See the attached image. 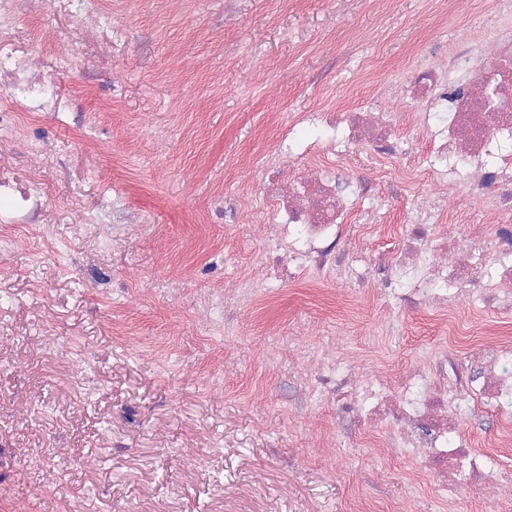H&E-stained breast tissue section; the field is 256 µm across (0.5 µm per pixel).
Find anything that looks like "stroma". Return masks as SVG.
<instances>
[{
  "label": "stroma",
  "instance_id": "35a3bbf8",
  "mask_svg": "<svg viewBox=\"0 0 512 512\" xmlns=\"http://www.w3.org/2000/svg\"><path fill=\"white\" fill-rule=\"evenodd\" d=\"M491 3L98 0L114 47L95 58L84 0L20 13L5 54L72 63L48 80L58 111L0 141V512H402V461L370 442L350 482L333 409L296 407L300 347L387 368L454 322L388 320L367 289L311 280L259 291L233 336L224 306L260 264L259 168L283 135L369 103L420 147L382 90ZM29 186L46 192L33 216Z\"/></svg>",
  "mask_w": 512,
  "mask_h": 512
}]
</instances>
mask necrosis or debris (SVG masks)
Wrapping results in <instances>:
<instances>
[{
    "label": "necrosis or debris",
    "instance_id": "4bbe7bcc",
    "mask_svg": "<svg viewBox=\"0 0 512 512\" xmlns=\"http://www.w3.org/2000/svg\"><path fill=\"white\" fill-rule=\"evenodd\" d=\"M487 27L488 38L465 33L451 44L430 43L411 74L393 84L412 104L426 140L413 172L430 185L413 197L406 224L384 252L356 240L355 219L374 225L381 215L374 180L344 183L328 171L360 146L383 161L404 153L395 121L370 109L304 115L308 127L324 130V141L286 146L264 164L266 247L239 303L271 282L312 275L370 288L389 316L415 309L447 313L459 305L512 322V0H495ZM69 63L55 54L36 71L16 61L11 70L0 69V93L22 95L26 111H52L42 92L46 74ZM292 167L298 177H289ZM444 208L474 209L493 221L460 229L439 223ZM301 355L317 365L302 404L334 398L336 431L350 446L380 436L388 454L412 472L439 475L441 501L452 504L471 492L486 512H512V493L503 491L498 467L461 428L489 416L500 437L512 436L511 341L446 346L393 378L361 371L342 351Z\"/></svg>",
    "mask_w": 512,
    "mask_h": 512
}]
</instances>
